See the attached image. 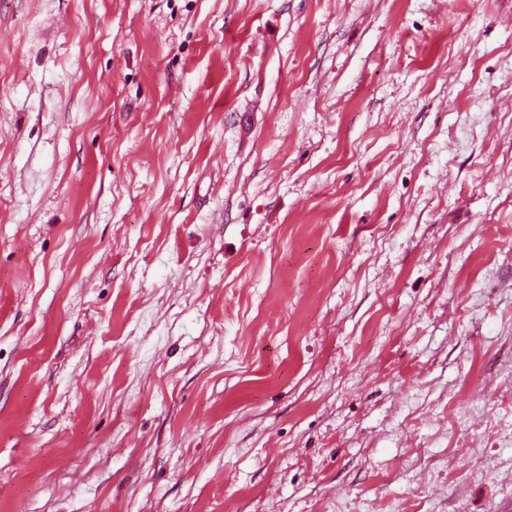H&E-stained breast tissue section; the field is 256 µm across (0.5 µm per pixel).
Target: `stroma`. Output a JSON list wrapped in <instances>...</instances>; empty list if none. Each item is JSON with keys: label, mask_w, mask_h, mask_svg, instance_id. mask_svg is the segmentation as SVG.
I'll use <instances>...</instances> for the list:
<instances>
[{"label": "stroma", "mask_w": 512, "mask_h": 512, "mask_svg": "<svg viewBox=\"0 0 512 512\" xmlns=\"http://www.w3.org/2000/svg\"><path fill=\"white\" fill-rule=\"evenodd\" d=\"M0 512H512V0H0Z\"/></svg>", "instance_id": "35a3bbf8"}]
</instances>
